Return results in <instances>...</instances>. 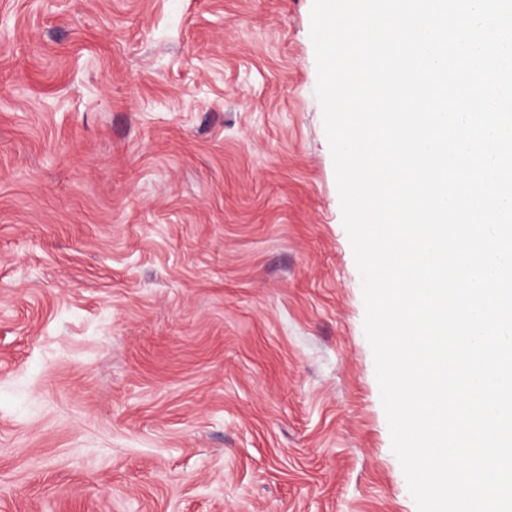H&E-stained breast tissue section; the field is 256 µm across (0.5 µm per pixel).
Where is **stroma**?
<instances>
[{
  "label": "stroma",
  "mask_w": 512,
  "mask_h": 512,
  "mask_svg": "<svg viewBox=\"0 0 512 512\" xmlns=\"http://www.w3.org/2000/svg\"><path fill=\"white\" fill-rule=\"evenodd\" d=\"M313 0H0V512H417Z\"/></svg>",
  "instance_id": "35a3bbf8"
}]
</instances>
